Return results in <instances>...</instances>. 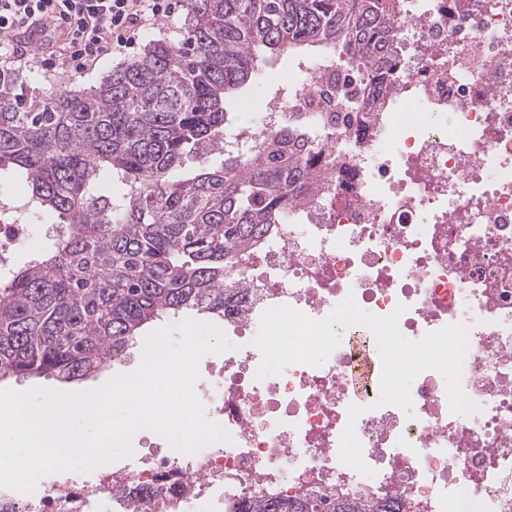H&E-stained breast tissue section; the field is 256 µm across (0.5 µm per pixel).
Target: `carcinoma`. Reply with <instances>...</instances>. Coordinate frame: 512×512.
<instances>
[{"label":"carcinoma","instance_id":"cac0c4a2","mask_svg":"<svg viewBox=\"0 0 512 512\" xmlns=\"http://www.w3.org/2000/svg\"><path fill=\"white\" fill-rule=\"evenodd\" d=\"M405 0H186L182 38L153 39L98 83L25 106L0 74V175L12 168L52 244L0 283V379L81 380L120 361L143 328L187 311L224 318L244 251L308 203L313 131L294 115L224 151L229 109L258 62L332 57L368 71L396 58ZM217 166L184 171L200 152ZM250 512H391L308 496Z\"/></svg>","mask_w":512,"mask_h":512}]
</instances>
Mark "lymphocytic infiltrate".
Listing matches in <instances>:
<instances>
[{
  "label": "lymphocytic infiltrate",
  "mask_w": 512,
  "mask_h": 512,
  "mask_svg": "<svg viewBox=\"0 0 512 512\" xmlns=\"http://www.w3.org/2000/svg\"><path fill=\"white\" fill-rule=\"evenodd\" d=\"M183 0H0V61L16 63V32L63 30L46 64L77 73L136 44L143 30L173 20Z\"/></svg>",
  "instance_id": "obj_1"
}]
</instances>
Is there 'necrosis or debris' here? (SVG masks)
<instances>
[{
    "label": "necrosis or debris",
    "instance_id": "4bbe7bcc",
    "mask_svg": "<svg viewBox=\"0 0 512 512\" xmlns=\"http://www.w3.org/2000/svg\"><path fill=\"white\" fill-rule=\"evenodd\" d=\"M398 31L393 73L304 61L248 127L253 136L318 111L331 75L364 85L360 111L385 97L373 123L324 135L320 160L335 179L242 259L224 309L231 347L199 374L228 440L190 455L154 448L90 479L51 473L35 493L0 487V512H238L317 489L398 498L410 512H512V0H406ZM349 297L375 316L402 308L411 340L464 324L473 412H451L434 370L414 379L411 413L378 405L382 361L361 324L336 326L324 364L259 377L267 310L319 321ZM353 404L371 477L339 456Z\"/></svg>",
    "mask_w": 512,
    "mask_h": 512
}]
</instances>
